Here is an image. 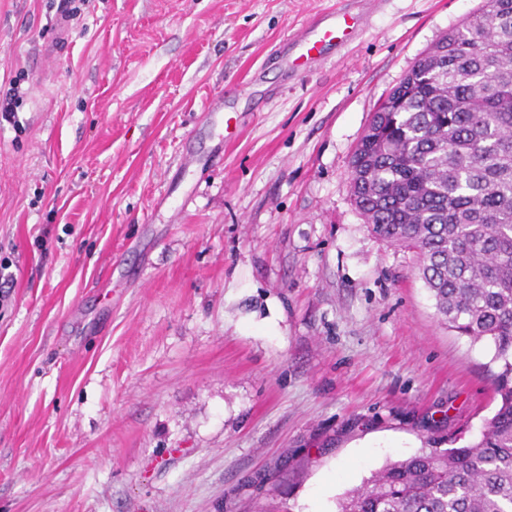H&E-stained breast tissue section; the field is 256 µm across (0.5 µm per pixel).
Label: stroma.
<instances>
[{
  "label": "stroma",
  "instance_id": "1",
  "mask_svg": "<svg viewBox=\"0 0 512 512\" xmlns=\"http://www.w3.org/2000/svg\"><path fill=\"white\" fill-rule=\"evenodd\" d=\"M482 0H0V512H336L476 439L491 343L356 209L373 112ZM364 15L353 14L346 8H337L323 13L316 21L302 28L294 38L300 49L295 59L304 63L316 62L331 47H342L347 40L358 35L364 28ZM20 83L17 81H10L9 86L4 88L2 97H0V116L1 120H4L10 124H18L16 119L17 104L22 98Z\"/></svg>",
  "mask_w": 512,
  "mask_h": 512
}]
</instances>
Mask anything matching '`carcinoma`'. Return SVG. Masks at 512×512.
<instances>
[{
  "mask_svg": "<svg viewBox=\"0 0 512 512\" xmlns=\"http://www.w3.org/2000/svg\"><path fill=\"white\" fill-rule=\"evenodd\" d=\"M350 162L371 232L413 252L448 329L488 341L479 438L374 473L338 512H512V0H484L389 92Z\"/></svg>",
  "mask_w": 512,
  "mask_h": 512,
  "instance_id": "1",
  "label": "carcinoma"
}]
</instances>
